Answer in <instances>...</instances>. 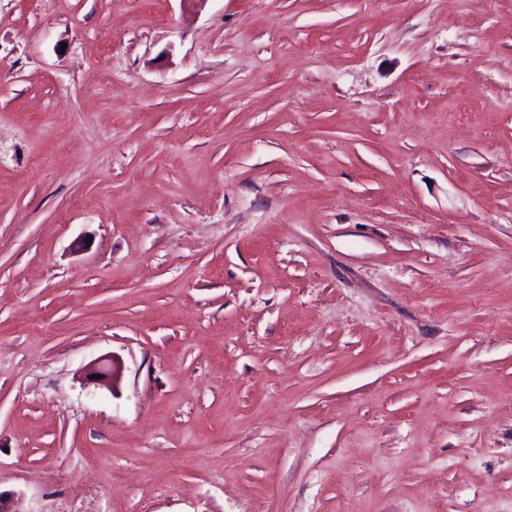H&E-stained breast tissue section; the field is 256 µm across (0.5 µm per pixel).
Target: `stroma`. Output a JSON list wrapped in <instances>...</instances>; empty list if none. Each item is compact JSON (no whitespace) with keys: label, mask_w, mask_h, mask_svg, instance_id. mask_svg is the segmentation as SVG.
Here are the masks:
<instances>
[{"label":"stroma","mask_w":512,"mask_h":512,"mask_svg":"<svg viewBox=\"0 0 512 512\" xmlns=\"http://www.w3.org/2000/svg\"><path fill=\"white\" fill-rule=\"evenodd\" d=\"M0 492L512 512V0H0ZM87 376L96 385L114 388L121 377V363L114 356L100 357L90 365ZM94 376H100V379H94Z\"/></svg>","instance_id":"obj_1"}]
</instances>
